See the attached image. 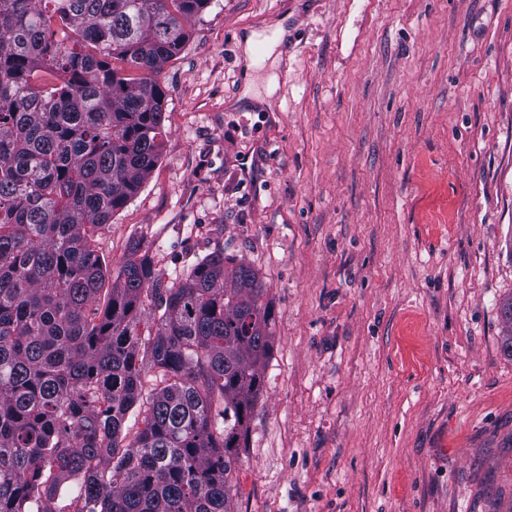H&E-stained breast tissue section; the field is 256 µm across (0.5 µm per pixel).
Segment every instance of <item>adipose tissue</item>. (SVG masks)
<instances>
[{
  "mask_svg": "<svg viewBox=\"0 0 512 512\" xmlns=\"http://www.w3.org/2000/svg\"><path fill=\"white\" fill-rule=\"evenodd\" d=\"M283 26H276L269 32L252 33L248 36L243 45V55L246 62V69L250 74L255 71H265L266 76L263 86H256L254 79H247L244 97L251 98L257 92H264L265 96H273L277 90L278 74L277 69L281 61L280 45L284 37Z\"/></svg>",
  "mask_w": 512,
  "mask_h": 512,
  "instance_id": "adipose-tissue-1",
  "label": "adipose tissue"
}]
</instances>
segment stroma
I'll use <instances>...</instances> for the list:
<instances>
[{
	"instance_id": "stroma-1",
	"label": "stroma",
	"mask_w": 512,
	"mask_h": 512,
	"mask_svg": "<svg viewBox=\"0 0 512 512\" xmlns=\"http://www.w3.org/2000/svg\"><path fill=\"white\" fill-rule=\"evenodd\" d=\"M283 25L271 102L244 38ZM167 137L95 232L187 275L221 249L272 351L233 512H512V0H211Z\"/></svg>"
}]
</instances>
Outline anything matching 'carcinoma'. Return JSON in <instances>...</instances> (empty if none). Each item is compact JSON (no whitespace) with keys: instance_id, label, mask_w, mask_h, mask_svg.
Returning a JSON list of instances; mask_svg holds the SVG:
<instances>
[{"instance_id":"cac0c4a2","label":"carcinoma","mask_w":512,"mask_h":512,"mask_svg":"<svg viewBox=\"0 0 512 512\" xmlns=\"http://www.w3.org/2000/svg\"><path fill=\"white\" fill-rule=\"evenodd\" d=\"M209 3L0 4V512H66L70 481L77 512H231L265 288L222 250L166 280L134 242L107 289L94 245L158 163V77Z\"/></svg>"}]
</instances>
